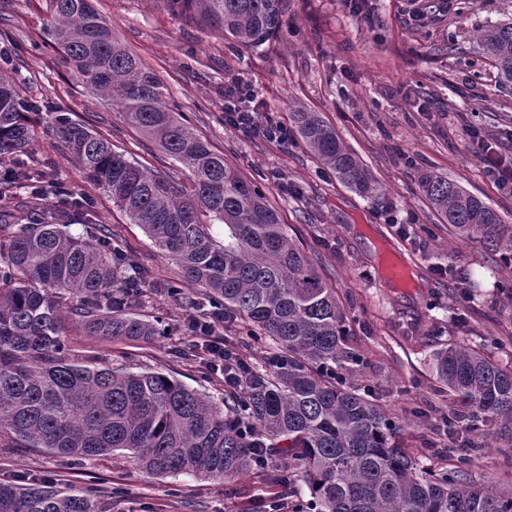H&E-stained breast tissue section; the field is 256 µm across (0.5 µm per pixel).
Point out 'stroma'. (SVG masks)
Returning <instances> with one entry per match:
<instances>
[{
  "instance_id": "35a3bbf8",
  "label": "stroma",
  "mask_w": 512,
  "mask_h": 512,
  "mask_svg": "<svg viewBox=\"0 0 512 512\" xmlns=\"http://www.w3.org/2000/svg\"><path fill=\"white\" fill-rule=\"evenodd\" d=\"M94 6L120 43L160 76L169 105L186 115L189 127L278 207L344 310L347 343L363 359L354 383L381 400L400 427L401 446L420 466L446 467L447 457L429 442L457 403L433 377L432 352L451 342H479L485 355L512 365L494 343L512 339V301L493 286L497 279L512 284V266L499 269L497 279L485 277L491 253L449 235L422 181L429 174L454 181L512 224V195L498 190L471 156L467 137L473 123L503 134L505 117H512V86L497 81L477 42L487 25L512 21V0H452L444 11L426 8L425 0H369L365 14L344 0H288L280 32L255 50L230 47L221 32L173 13L166 0H95ZM47 18L46 0H0V48L12 54L11 63L0 61V76L22 79L44 108L75 113L147 170L188 180L186 169L173 167L117 106L87 92L45 45ZM240 79L284 125L295 110L319 113L368 168L373 192L362 195L341 183L297 137L273 143L227 125L224 89ZM34 125V159L50 163L75 196L92 201L97 221L130 262L156 281L180 278V267L64 153L42 117ZM384 246L412 268L417 288L405 291L385 278ZM448 263L474 275L473 302H462L437 277L436 268ZM137 312L158 323L161 336L113 341L69 323V358L162 371L222 400L224 380L208 371L205 353L184 351L191 309L149 288ZM486 443L472 458L473 479L512 486V433L494 432ZM287 470V460L274 454L265 468L228 483L153 476L120 455L78 464L39 448L0 447V482L47 476L64 488L101 490L112 512H274L281 489L270 476Z\"/></svg>"
}]
</instances>
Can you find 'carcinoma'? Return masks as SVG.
Here are the masks:
<instances>
[{
	"instance_id": "obj_1",
	"label": "carcinoma",
	"mask_w": 512,
	"mask_h": 512,
	"mask_svg": "<svg viewBox=\"0 0 512 512\" xmlns=\"http://www.w3.org/2000/svg\"><path fill=\"white\" fill-rule=\"evenodd\" d=\"M169 9L258 49L281 28L287 0H166ZM45 43L82 84L120 107L125 120L158 143L190 174V185L146 170L70 112L47 113L74 161L143 227L181 278L156 291L192 307L224 312L258 345L264 364L226 361L238 385L218 403L158 371L89 366L64 356L63 321L88 336L148 340L158 326L133 311L148 281L125 269L109 229L76 199L48 212L0 211V433L25 448L79 461L124 451L158 476L193 474L232 480L280 453L295 471L272 478L300 482L310 512H512V489L478 483L469 472L477 435L448 432L451 468L419 467L396 439L382 404L350 380L361 354L347 346L334 289L289 235L278 208L251 180L194 134L168 105L162 79L112 36L92 0H47ZM503 83H512V21L478 38ZM42 107L0 81V195L32 205L62 196L51 166L30 158ZM303 144L347 187L373 191L355 152L315 112L292 113ZM425 195L448 232L507 261L512 225L448 179L427 176ZM83 226V234L67 230ZM224 225L217 239L210 227ZM195 294L184 292V286ZM436 379L474 406L481 421L512 429V368L479 348L448 343L433 354ZM0 512H108L104 497L62 490L52 479L0 484Z\"/></svg>"
}]
</instances>
